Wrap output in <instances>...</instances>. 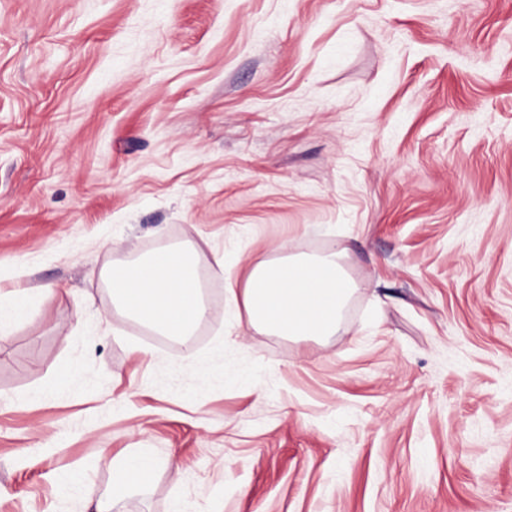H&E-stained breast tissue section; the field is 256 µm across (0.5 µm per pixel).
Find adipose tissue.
I'll list each match as a JSON object with an SVG mask.
<instances>
[{
	"instance_id": "adipose-tissue-1",
	"label": "adipose tissue",
	"mask_w": 512,
	"mask_h": 512,
	"mask_svg": "<svg viewBox=\"0 0 512 512\" xmlns=\"http://www.w3.org/2000/svg\"><path fill=\"white\" fill-rule=\"evenodd\" d=\"M203 264L220 270L224 260L170 246L112 267L105 277L113 302L129 317L167 336H189L205 315L197 275ZM354 288L339 256L331 254L252 262L243 287L228 294L241 296L247 326L301 340L335 334Z\"/></svg>"
}]
</instances>
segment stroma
<instances>
[{
  "label": "stroma",
  "instance_id": "obj_1",
  "mask_svg": "<svg viewBox=\"0 0 512 512\" xmlns=\"http://www.w3.org/2000/svg\"><path fill=\"white\" fill-rule=\"evenodd\" d=\"M178 245L225 260L185 349L103 279ZM327 253L336 334L229 308ZM16 290L0 512H512V0H0ZM158 463L157 458L151 452L139 450L116 465L126 477H136L144 481L150 477Z\"/></svg>",
  "mask_w": 512,
  "mask_h": 512
}]
</instances>
